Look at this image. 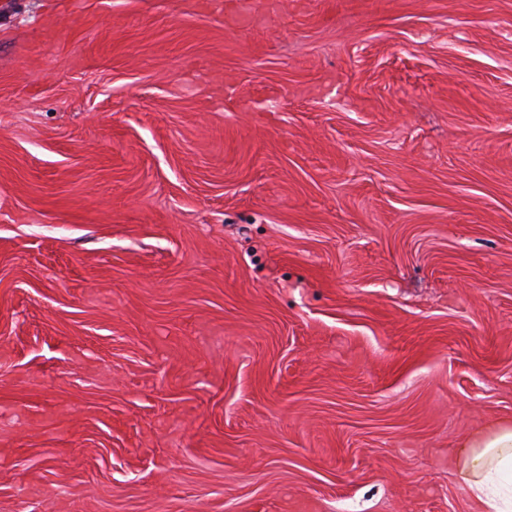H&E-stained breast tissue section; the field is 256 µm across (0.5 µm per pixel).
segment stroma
Returning a JSON list of instances; mask_svg holds the SVG:
<instances>
[{"instance_id":"obj_1","label":"stroma","mask_w":512,"mask_h":512,"mask_svg":"<svg viewBox=\"0 0 512 512\" xmlns=\"http://www.w3.org/2000/svg\"><path fill=\"white\" fill-rule=\"evenodd\" d=\"M512 419V0H0V512H474ZM461 448L457 473L474 512H512V420L486 423Z\"/></svg>"}]
</instances>
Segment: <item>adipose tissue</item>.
Listing matches in <instances>:
<instances>
[{"mask_svg": "<svg viewBox=\"0 0 512 512\" xmlns=\"http://www.w3.org/2000/svg\"><path fill=\"white\" fill-rule=\"evenodd\" d=\"M456 467L475 512H512V420L486 423L469 437Z\"/></svg>", "mask_w": 512, "mask_h": 512, "instance_id": "obj_1", "label": "adipose tissue"}]
</instances>
